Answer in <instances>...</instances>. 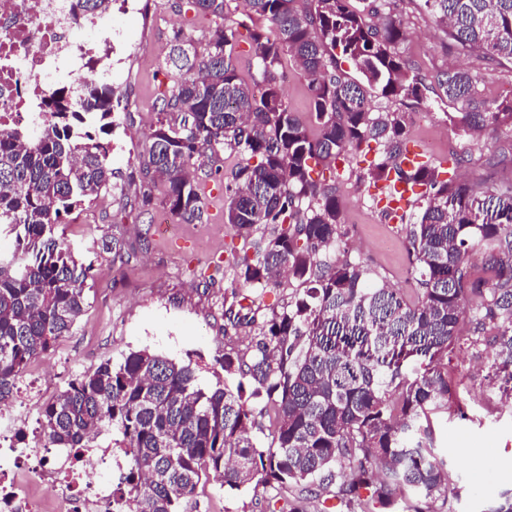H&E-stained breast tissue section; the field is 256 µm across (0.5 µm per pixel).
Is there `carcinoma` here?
<instances>
[{
  "label": "carcinoma",
  "mask_w": 512,
  "mask_h": 512,
  "mask_svg": "<svg viewBox=\"0 0 512 512\" xmlns=\"http://www.w3.org/2000/svg\"><path fill=\"white\" fill-rule=\"evenodd\" d=\"M247 0L265 24L225 23L228 0H188L215 17L203 51L175 35L166 67L178 75L157 112L142 202L163 186L171 214L186 224L207 203L190 177L194 157H241L225 187L224 223L242 240L234 288H290L288 304L265 318L249 353L224 355L228 378L253 381L257 409L231 389H205L193 369L146 349L79 374L42 412L52 448H85L90 434L117 431L127 449L124 512H183L211 479L234 488L277 483L298 494L281 512H304L303 494H327L339 512H434L455 492L435 448L432 417L457 402L452 364L466 337L494 353L512 393V179L459 182L448 167L403 165L406 112L370 100L420 105L432 92L461 105L464 130L512 126V100L476 101L467 70L426 83L395 46L406 37L392 0ZM448 22V40L484 59L512 62V0H425ZM249 34L248 73L238 65L239 28ZM308 79L309 121L288 106L285 59ZM351 64L358 76L343 69ZM112 86L61 88L41 124L0 128V404L29 365L73 333L88 306L91 265L56 229L63 217L112 186ZM374 154L368 171L379 196L395 185L411 195L400 217L417 287L377 279L340 249L337 172ZM273 225L268 233L261 227ZM482 254V269L472 256ZM268 415L271 443L250 430Z\"/></svg>",
  "instance_id": "obj_1"
}]
</instances>
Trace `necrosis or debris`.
<instances>
[{"label": "necrosis or debris", "mask_w": 512, "mask_h": 512, "mask_svg": "<svg viewBox=\"0 0 512 512\" xmlns=\"http://www.w3.org/2000/svg\"><path fill=\"white\" fill-rule=\"evenodd\" d=\"M74 0H0V128L31 124L43 116L57 86L91 71L112 83L114 109L132 108L121 90L138 49L117 21L141 16L144 0H107L94 14L74 11ZM82 39H74V29ZM44 398L42 378L30 374L12 411L0 421V512H41L27 485L35 479L54 495L55 512H112L109 475L121 460L114 448L90 439L86 448H51L29 423Z\"/></svg>", "instance_id": "necrosis-or-debris-1"}]
</instances>
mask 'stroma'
<instances>
[{"instance_id": "35a3bbf8", "label": "stroma", "mask_w": 512, "mask_h": 512, "mask_svg": "<svg viewBox=\"0 0 512 512\" xmlns=\"http://www.w3.org/2000/svg\"><path fill=\"white\" fill-rule=\"evenodd\" d=\"M151 2L155 12L167 17V25L137 17L122 21L140 45L131 59L133 79L125 96L141 109L126 113L112 132V186L89 203L91 223L58 227L59 235L92 268L88 307L74 332L34 363L52 396L75 374L107 359L121 361L141 349L197 366L201 387L224 383L251 395V383L225 379L218 361L227 353H246L257 328L225 329L224 313L244 305L255 309L260 320L288 302L285 288L232 287L231 268L241 241L231 225L212 222L206 213L162 235L157 231V219L165 212L161 189H154L151 205L141 203L137 157L151 143L156 114L174 81L164 65L165 55L176 31L201 46L213 26L210 17L188 10L186 0ZM395 11L409 30L397 50L421 75L430 78L466 68L477 78V98L512 99V66L489 63L453 47L422 0H395ZM421 110V121L411 124L412 148L436 162L453 154L475 159L504 156L508 162L496 173L512 178V127L477 136L449 121L453 105L430 98ZM339 187L346 249L366 259L393 287H414L408 242L398 225L382 218L371 188L352 178L342 179ZM115 236L130 254L122 264L113 263L101 248L103 240ZM453 362L465 373L459 396L468 416L460 418L452 405L434 420L436 446L447 452L448 467L458 478L448 506L451 512H486L501 493L512 489V408L504 404L491 354L479 355L464 346ZM288 496L284 487L232 488L211 480L199 486L192 512H279Z\"/></svg>"}]
</instances>
